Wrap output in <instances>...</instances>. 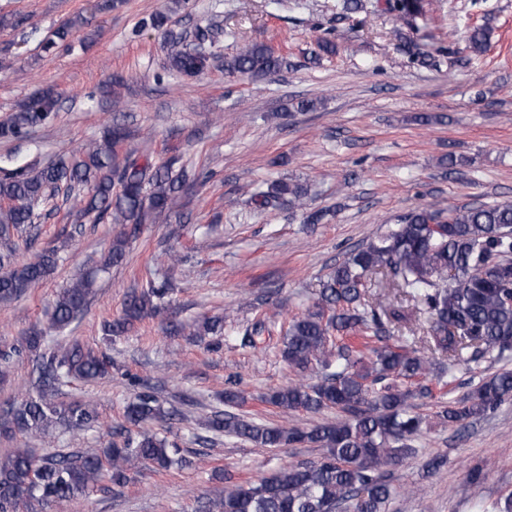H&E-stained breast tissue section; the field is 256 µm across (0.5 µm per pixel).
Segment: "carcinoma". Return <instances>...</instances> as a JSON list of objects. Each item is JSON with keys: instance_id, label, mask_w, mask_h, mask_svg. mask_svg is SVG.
Instances as JSON below:
<instances>
[{"instance_id": "obj_1", "label": "carcinoma", "mask_w": 512, "mask_h": 512, "mask_svg": "<svg viewBox=\"0 0 512 512\" xmlns=\"http://www.w3.org/2000/svg\"><path fill=\"white\" fill-rule=\"evenodd\" d=\"M401 17L419 12L418 0H387ZM155 13L142 27L164 30L165 69L193 77L219 58L211 26H198L193 39L168 26ZM85 19H67L43 43L49 51L66 44ZM286 58L263 44H248L224 59V71L260 79L279 72ZM56 117V99L38 90L0 121V139L19 140ZM120 127H106L101 139L34 172L0 168V302L27 295L57 267L54 249H42L24 263L14 261L17 235L26 248L38 241L36 221L54 215L48 203L62 196L73 200V223L142 224L162 214H177L180 195L205 183L209 172L177 158L154 165L129 149ZM308 186L280 182L260 194L267 207L304 209ZM127 242L113 241L102 268L123 262ZM385 283L414 303L415 316L394 307L386 295L370 302L368 288ZM94 274L81 276L54 302L51 329L63 331L89 301ZM171 292L161 268L146 270V286L125 298L122 314L102 325L107 336H123L135 323L154 317L165 321ZM427 323L430 356L411 346L409 337L390 343L388 324ZM192 333L221 335L217 320L203 318L188 326ZM279 337V352L297 381L265 401L288 415L336 409L339 416L309 430L269 426L230 411L217 410L205 429L214 436L243 439L258 448L313 444L325 449L316 462L290 464L257 483H228L206 501L201 512H384L391 495L389 468L413 453L411 441L424 424L410 410L415 396L434 398V386L447 387L456 367L499 359L512 351V203L480 204L446 211L416 207L400 215L378 237L353 249L321 283L313 309L279 320L263 311L239 336V345L255 348L263 337ZM28 351L32 384L25 397L0 411V435L34 438L77 434L98 422L95 408L81 401L60 400L63 388L92 382L112 372V356L78 343H53L35 333L25 349L0 346V367L7 369ZM512 397V371L483 380L460 400H450L438 416L448 424L480 417ZM116 439L97 451H54L36 455L15 448L0 456V512H37L63 506L110 487L119 491L144 471L187 465L184 449L153 431L172 419V411L148 387L123 408Z\"/></svg>"}]
</instances>
